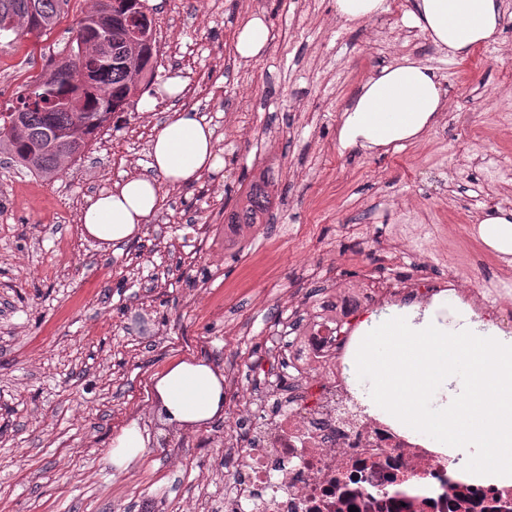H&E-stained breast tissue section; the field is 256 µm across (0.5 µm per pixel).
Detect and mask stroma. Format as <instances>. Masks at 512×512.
Segmentation results:
<instances>
[{
  "instance_id": "1",
  "label": "stroma",
  "mask_w": 512,
  "mask_h": 512,
  "mask_svg": "<svg viewBox=\"0 0 512 512\" xmlns=\"http://www.w3.org/2000/svg\"><path fill=\"white\" fill-rule=\"evenodd\" d=\"M93 0H71L48 34L0 42V106L72 36ZM351 23L334 0H147L158 83L178 77L184 97L156 95L116 113L81 160L38 179L0 156V512H205L224 499L223 422L162 430L151 379L198 356L267 397L264 333L300 318L331 283L372 274H437L440 260L396 258L399 209L431 224L461 223L479 189L485 207L512 213V174L491 181L483 156L512 158V15L498 43L465 59L418 37L411 0ZM264 12L269 48L241 62L239 25ZM409 55L432 68L447 97L432 132L397 148H343L338 129L353 92ZM198 112L224 149V167L163 187L139 239L110 250L81 234L80 212L125 175L146 172L156 127ZM277 180L268 221L238 250L224 248V210L253 175ZM313 257L299 264L300 254ZM150 436L116 470L110 445L127 425Z\"/></svg>"
}]
</instances>
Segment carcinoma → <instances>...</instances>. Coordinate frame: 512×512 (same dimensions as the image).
<instances>
[{
  "instance_id": "carcinoma-1",
  "label": "carcinoma",
  "mask_w": 512,
  "mask_h": 512,
  "mask_svg": "<svg viewBox=\"0 0 512 512\" xmlns=\"http://www.w3.org/2000/svg\"><path fill=\"white\" fill-rule=\"evenodd\" d=\"M70 0H0V39L46 34L68 12ZM40 22H26L30 10ZM143 0H112V65H95L96 47L73 38L47 65L38 79L27 84L15 104L0 111V154L42 180L62 173L78 161L112 115L129 106L138 82L155 84L157 45L134 46L128 26L147 19ZM92 69L93 91L84 94L78 112H65L58 101L78 95L70 75ZM274 182L265 170L253 176L241 201L224 211V223L250 228L263 223L274 197Z\"/></svg>"
}]
</instances>
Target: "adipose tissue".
Wrapping results in <instances>:
<instances>
[{"label":"adipose tissue","instance_id":"ef3b65f1","mask_svg":"<svg viewBox=\"0 0 512 512\" xmlns=\"http://www.w3.org/2000/svg\"><path fill=\"white\" fill-rule=\"evenodd\" d=\"M504 0H412L407 26L429 32L433 43L454 58L497 42ZM271 41L265 14H252L239 28L235 53L259 60ZM445 105L433 70L404 57L361 84L344 109L338 130L342 147H397L421 138ZM150 171L134 174L91 200L81 216L82 234L109 249L135 238L157 210L162 184L194 183L224 166L214 131L197 113L175 112L150 145ZM151 399L159 422L170 429H199L224 416V376L208 361L188 358L153 379Z\"/></svg>","mask_w":512,"mask_h":512}]
</instances>
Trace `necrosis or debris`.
I'll list each match as a JSON object with an SVG mask.
<instances>
[{
	"label": "necrosis or debris",
	"mask_w": 512,
	"mask_h": 512,
	"mask_svg": "<svg viewBox=\"0 0 512 512\" xmlns=\"http://www.w3.org/2000/svg\"><path fill=\"white\" fill-rule=\"evenodd\" d=\"M395 234L402 256L432 240L449 259L446 274L409 284L366 276L277 328L289 370L271 383L277 411L257 413L243 388L225 387L233 419L224 427V512H493L512 502V483L454 476L445 451L368 410L353 386L349 360L374 314L450 293L475 320L512 335V259L489 250L477 225L452 231L412 210ZM468 262L488 274L474 277Z\"/></svg>",
	"instance_id": "1"
}]
</instances>
